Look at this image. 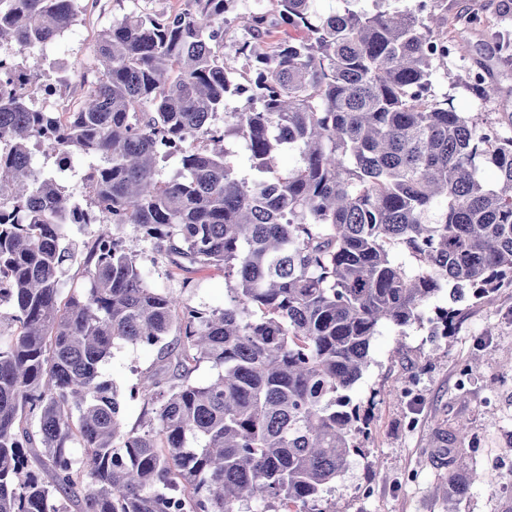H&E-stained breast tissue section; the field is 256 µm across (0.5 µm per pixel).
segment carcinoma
I'll list each match as a JSON object with an SVG mask.
<instances>
[{"instance_id":"obj_1","label":"carcinoma","mask_w":512,"mask_h":512,"mask_svg":"<svg viewBox=\"0 0 512 512\" xmlns=\"http://www.w3.org/2000/svg\"><path fill=\"white\" fill-rule=\"evenodd\" d=\"M226 2L112 22L63 124L0 78V301L15 326L0 336V512H342L321 494L370 435L347 391L379 325L420 320L445 283L477 298L512 288V136L430 99L441 20L391 0L330 13L275 0L241 16L251 75L238 79ZM77 16V0H0V48L22 57ZM230 136L256 176L234 172ZM32 142L100 160L97 211L33 166ZM284 150L296 164L281 174ZM174 156L179 174L159 178ZM70 224L101 231L82 251ZM125 224L180 269H224V308L149 287L112 232ZM76 263L90 287L64 298ZM116 341L157 347L143 432L124 429L102 380ZM201 361L217 370L205 385L190 381ZM477 480L448 470V512Z\"/></svg>"}]
</instances>
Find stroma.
<instances>
[{"label":"stroma","mask_w":512,"mask_h":512,"mask_svg":"<svg viewBox=\"0 0 512 512\" xmlns=\"http://www.w3.org/2000/svg\"><path fill=\"white\" fill-rule=\"evenodd\" d=\"M187 0H80L76 24L51 46L50 55L33 49L28 69L46 70L52 60L75 72L93 71L94 46L113 20L130 14L177 10ZM445 16L449 42H465L467 55L450 54L432 79L436 101L462 112L485 113L512 135V117L500 101L512 97V10L503 0H426ZM472 18L457 23L459 15ZM484 69L483 85L465 83L470 69ZM121 235L134 252L149 285L181 295L187 303L215 310L224 306V272L183 271L170 264L134 226ZM459 309L454 335H442L435 308ZM370 362L349 394L368 407L373 429L344 476L328 487L325 499L340 501L344 512H444L437 486L455 460L480 480L461 500L459 512H512V289L482 299L455 298L443 287L415 324L381 325ZM151 346L117 343L103 367L122 401L126 429H142L152 409L141 388L156 366ZM467 421L466 440L456 439L458 421Z\"/></svg>","instance_id":"35a3bbf8"}]
</instances>
